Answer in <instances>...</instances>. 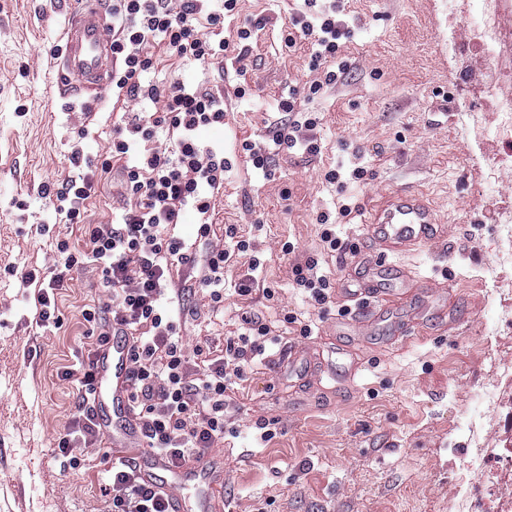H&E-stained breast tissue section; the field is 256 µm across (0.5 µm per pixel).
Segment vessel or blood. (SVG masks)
I'll use <instances>...</instances> for the list:
<instances>
[{"label": "vessel or blood", "instance_id": "1", "mask_svg": "<svg viewBox=\"0 0 512 512\" xmlns=\"http://www.w3.org/2000/svg\"><path fill=\"white\" fill-rule=\"evenodd\" d=\"M111 34L112 12L107 0H81L79 7L70 12L61 35L62 47L56 62L58 83L76 92L88 87L106 89L112 72ZM366 235L394 253L442 240L444 231L419 194L395 191L384 197L366 226ZM371 274L380 281L395 280L396 285L392 288L380 285L364 294L347 288L343 298L357 302L361 297H370L372 305L366 313L377 318L390 303L403 296L409 277L403 265L383 261L372 268ZM96 362L95 409L100 412L104 407H111L112 455L126 458L139 441L140 433L129 408V362L122 334H114L111 353L98 356ZM308 362L306 354L291 348L280 354L276 369L297 374L306 370ZM136 457L142 478L167 491L169 512H223L221 456L207 451L176 468L151 451Z\"/></svg>", "mask_w": 512, "mask_h": 512}]
</instances>
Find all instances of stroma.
<instances>
[{
    "label": "stroma",
    "instance_id": "1",
    "mask_svg": "<svg viewBox=\"0 0 512 512\" xmlns=\"http://www.w3.org/2000/svg\"><path fill=\"white\" fill-rule=\"evenodd\" d=\"M78 0H0V512H104L103 476L110 449H96L77 469L62 472L56 439L78 403L63 374L95 345L83 309L109 302L97 270L84 266L55 295L59 325L40 326L30 271L48 274L55 238L82 246L79 226L56 223L43 185L75 176L68 157L81 148L99 160L119 116L111 95L65 97L50 67L65 17ZM355 29L342 42L346 70L335 88L307 101L320 124L318 156L281 153L270 175L255 170L242 144L265 140L290 88L314 79L310 41L287 47L297 0H239L224 36L268 17L253 43L246 72L234 53L201 68L157 53L148 79L204 84L224 95V124L199 141L223 150L229 168L210 220L217 233L234 226L250 241L224 267V313L212 315L197 282L215 237L195 240V215L179 231L194 240V265L178 280L195 283L186 298L181 334L223 345L238 328L240 310L263 319L278 349L308 352L313 375L281 377L265 359L235 388L229 429L215 449L224 456V512H451L473 442L461 423L474 398L497 387L500 400L478 427L481 442L512 457V246L499 228L512 217V142L499 136L501 116L480 111L474 75L479 52L455 56L467 23L449 28L443 0H343ZM248 87L245 98L235 89ZM364 167V181L339 189L325 174ZM397 190L423 193L444 226V239L399 253L421 281L379 325L340 336L343 300L309 305L294 283L296 264L318 259L336 287L365 284L374 246L364 225L370 207ZM119 172L98 179L83 222L107 224L124 205ZM353 208L341 237L347 254L324 249L319 213L338 200ZM294 250L284 253V243ZM259 267H252V260ZM259 288H234L246 273ZM444 284L447 313L426 304L425 284ZM275 292L266 298L264 288ZM294 313L312 328L298 335L284 322ZM273 421L261 440L259 422ZM473 512H512V471L474 486Z\"/></svg>",
    "mask_w": 512,
    "mask_h": 512
}]
</instances>
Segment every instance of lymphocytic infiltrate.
<instances>
[{
    "label": "lymphocytic infiltrate",
    "instance_id": "obj_1",
    "mask_svg": "<svg viewBox=\"0 0 512 512\" xmlns=\"http://www.w3.org/2000/svg\"><path fill=\"white\" fill-rule=\"evenodd\" d=\"M237 6L238 0H112V94L160 104L161 111L141 113L117 128L100 168H93L82 151L73 150L69 162L77 176L61 189L43 190L45 197L55 200L56 217L77 224L95 191L96 173L121 171L128 207L118 222L85 226L88 250L66 239L57 241L58 259L39 291L37 314L41 325H49L55 318V290L80 266L100 269V285L111 291L113 302L111 328L99 334L96 347H110L112 330H129L132 407L144 441L174 466L223 439L224 416L234 405L233 384L256 357L265 354L271 329L250 312H242L239 333L227 337L223 348L199 346L195 358H188L177 331L181 291L175 286L173 269L192 264L194 258L187 240L174 230L191 208L202 218L198 237L214 233L206 216L215 193L224 186L226 161L217 151L202 147L198 134L223 125L224 97L199 85L177 81L161 87L144 77L155 68L156 47L200 65L213 64L230 49L238 62L247 61L254 36L265 28L267 17L257 16L237 28L235 41L213 36L214 30L223 29L225 19L235 16ZM342 13L338 0H303L302 9L291 18L287 45L311 41L312 67L320 72L310 82L308 95L335 84L342 73L336 53L341 41L354 35ZM277 109L285 117L270 128L266 143L242 145L255 169L269 170L272 153L280 150L308 156L321 152L315 134L319 119L302 108L297 91L281 98ZM225 235L228 247L211 250L200 280L218 314L224 310V266L234 254L250 248L234 228H226ZM294 275L312 305L330 302L333 283L317 259L296 265ZM79 370V402L57 441L64 469L80 466L84 450L102 443L99 426L86 406L95 390L92 360L81 362ZM108 487L107 512H167L166 493L143 484L134 463L113 466Z\"/></svg>",
    "mask_w": 512,
    "mask_h": 512
}]
</instances>
